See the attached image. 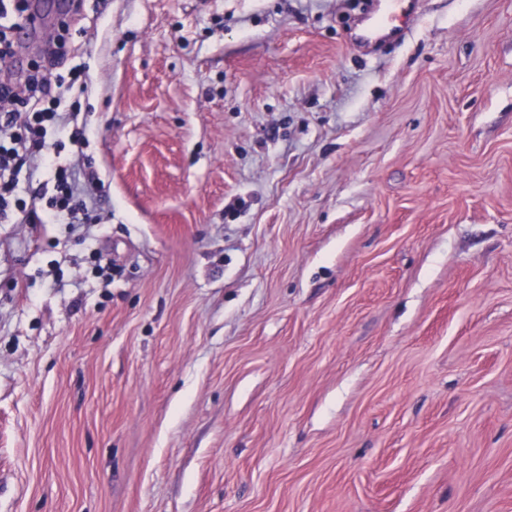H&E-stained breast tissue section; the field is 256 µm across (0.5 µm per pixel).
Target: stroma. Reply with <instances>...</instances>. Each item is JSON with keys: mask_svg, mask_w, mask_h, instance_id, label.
Listing matches in <instances>:
<instances>
[{"mask_svg": "<svg viewBox=\"0 0 512 512\" xmlns=\"http://www.w3.org/2000/svg\"><path fill=\"white\" fill-rule=\"evenodd\" d=\"M74 229L0 222V512H512V0H30ZM384 6L378 17L371 22L360 36L366 42L378 41L387 37L392 32L407 28L408 23L417 19L414 0H385L380 1ZM406 4V6H404ZM401 5L400 14L396 6ZM398 22V25H396ZM389 30L390 33H386Z\"/></svg>", "mask_w": 512, "mask_h": 512, "instance_id": "obj_1", "label": "stroma"}]
</instances>
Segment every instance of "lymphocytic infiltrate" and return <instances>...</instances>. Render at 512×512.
I'll return each instance as SVG.
<instances>
[{"instance_id": "f902f5d3", "label": "lymphocytic infiltrate", "mask_w": 512, "mask_h": 512, "mask_svg": "<svg viewBox=\"0 0 512 512\" xmlns=\"http://www.w3.org/2000/svg\"><path fill=\"white\" fill-rule=\"evenodd\" d=\"M86 90V74L78 67L51 85L30 77L21 94L0 84V219L84 223L95 205L92 188L79 182L87 136L78 98ZM40 170L50 172L49 183L21 187V177Z\"/></svg>"}]
</instances>
